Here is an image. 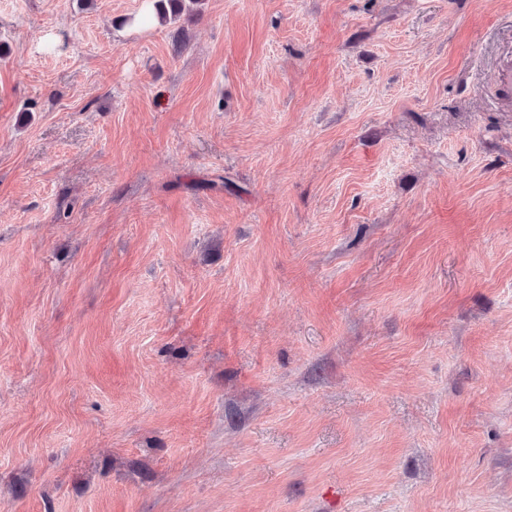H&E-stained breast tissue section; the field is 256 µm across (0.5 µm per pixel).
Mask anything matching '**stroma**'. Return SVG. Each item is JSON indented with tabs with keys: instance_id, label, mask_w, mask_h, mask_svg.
I'll return each mask as SVG.
<instances>
[{
	"instance_id": "1",
	"label": "stroma",
	"mask_w": 512,
	"mask_h": 512,
	"mask_svg": "<svg viewBox=\"0 0 512 512\" xmlns=\"http://www.w3.org/2000/svg\"><path fill=\"white\" fill-rule=\"evenodd\" d=\"M0 0V512H512V0ZM203 0H157L155 9L162 22L177 21L183 15L189 19L198 11Z\"/></svg>"
}]
</instances>
